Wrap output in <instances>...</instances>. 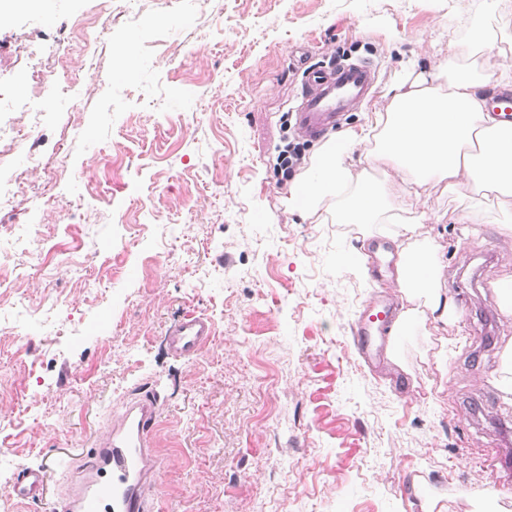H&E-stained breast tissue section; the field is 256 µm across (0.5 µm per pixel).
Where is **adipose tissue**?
I'll return each mask as SVG.
<instances>
[{"label": "adipose tissue", "instance_id": "1", "mask_svg": "<svg viewBox=\"0 0 512 512\" xmlns=\"http://www.w3.org/2000/svg\"><path fill=\"white\" fill-rule=\"evenodd\" d=\"M457 57L449 50L447 62L395 80L383 94V108L325 142L288 196L289 207L307 211L335 199L340 224L397 221L396 237L408 242L397 284L407 301L424 299L434 321L443 323L457 314L441 291L444 264L434 242L416 236L430 184L452 194L491 191L512 199V127L503 126L480 96L489 85H512V63L492 72ZM395 173L401 186L391 181Z\"/></svg>", "mask_w": 512, "mask_h": 512}]
</instances>
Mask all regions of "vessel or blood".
<instances>
[{
    "mask_svg": "<svg viewBox=\"0 0 512 512\" xmlns=\"http://www.w3.org/2000/svg\"><path fill=\"white\" fill-rule=\"evenodd\" d=\"M377 68L364 59H346L308 73L295 112V129L306 140H319L337 130L349 112L369 96ZM391 301L374 297L358 323L355 336L369 360L384 358L392 328ZM213 325L202 315L188 314L167 331L177 356L190 357L211 339ZM155 397L128 402L114 416L86 457L73 461L74 476L55 512H145L146 493L156 483L153 431L157 426ZM46 466L23 467L14 485L19 501L46 498Z\"/></svg>",
    "mask_w": 512,
    "mask_h": 512,
    "instance_id": "b4317fda",
    "label": "vessel or blood"
}]
</instances>
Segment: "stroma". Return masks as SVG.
<instances>
[{
	"label": "stroma",
	"instance_id": "1",
	"mask_svg": "<svg viewBox=\"0 0 512 512\" xmlns=\"http://www.w3.org/2000/svg\"><path fill=\"white\" fill-rule=\"evenodd\" d=\"M512 0H60L0 22V512L22 465L91 448L126 401L156 393L148 512H512V336L490 287L512 276L502 207L434 187L418 238L439 247L461 313L401 333L368 366L353 328L375 291L381 235L334 202L289 210L277 165L308 70L372 61L363 123L409 57L447 60ZM46 71L53 106L21 79ZM79 138H71V127ZM42 157L29 163V153ZM215 329L174 355L183 315Z\"/></svg>",
	"mask_w": 512,
	"mask_h": 512
}]
</instances>
